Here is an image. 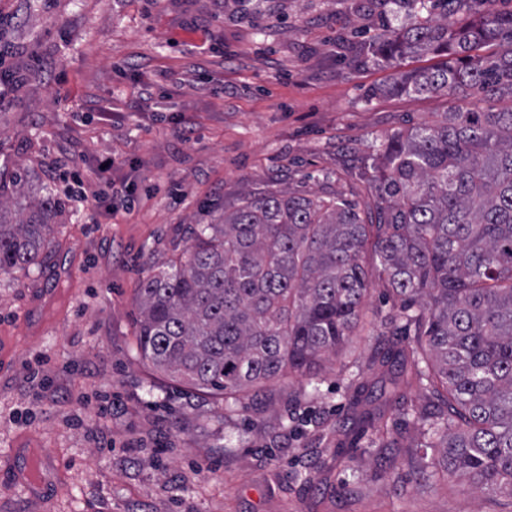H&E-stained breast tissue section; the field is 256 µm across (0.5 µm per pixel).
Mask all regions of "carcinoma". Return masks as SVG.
Returning a JSON list of instances; mask_svg holds the SVG:
<instances>
[{
  "mask_svg": "<svg viewBox=\"0 0 512 512\" xmlns=\"http://www.w3.org/2000/svg\"><path fill=\"white\" fill-rule=\"evenodd\" d=\"M411 21L382 27L363 55L392 63L432 54L437 67L399 73L374 95L457 93L512 100V11L470 15L474 0H389ZM362 206L332 195L254 196L219 224L191 228L186 255L140 283L137 349L154 370L224 396L285 375L317 377L364 331L380 284L385 324L405 340L376 347L361 419L384 416L401 383L419 448L440 450L427 482L450 477L512 500V106L443 112L381 144ZM22 185L0 170V276L35 265L64 208L47 193L17 216ZM371 257L372 263L366 262Z\"/></svg>",
  "mask_w": 512,
  "mask_h": 512,
  "instance_id": "cac0c4a2",
  "label": "carcinoma"
}]
</instances>
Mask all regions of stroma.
I'll use <instances>...</instances> for the list:
<instances>
[{"label": "stroma", "mask_w": 512, "mask_h": 512, "mask_svg": "<svg viewBox=\"0 0 512 512\" xmlns=\"http://www.w3.org/2000/svg\"><path fill=\"white\" fill-rule=\"evenodd\" d=\"M385 18L409 20L380 0H0V57L23 75L0 108V167L66 200L38 264L0 277V512H503L461 480H422L417 387L386 412L384 447L352 421L351 374L385 327L318 384L284 377L229 414L135 349L140 281L186 251L189 226L268 191L368 201L385 135L512 106L372 97L437 62L354 58ZM181 111L188 128L158 119ZM104 157L136 183L111 218L86 205Z\"/></svg>", "instance_id": "stroma-1"}]
</instances>
